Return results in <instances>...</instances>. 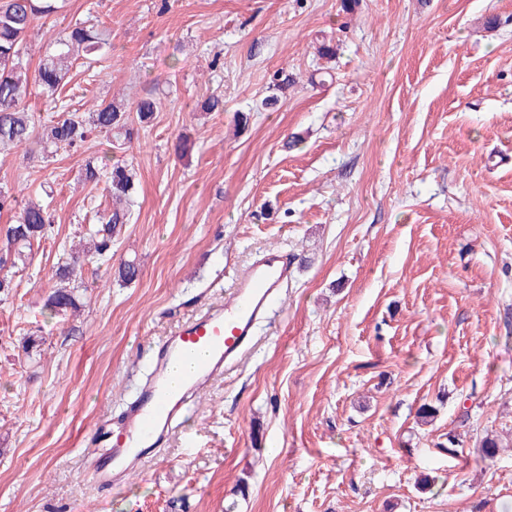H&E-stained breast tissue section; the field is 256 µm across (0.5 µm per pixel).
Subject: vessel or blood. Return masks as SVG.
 I'll return each instance as SVG.
<instances>
[{"label":"vessel or blood","mask_w":512,"mask_h":512,"mask_svg":"<svg viewBox=\"0 0 512 512\" xmlns=\"http://www.w3.org/2000/svg\"><path fill=\"white\" fill-rule=\"evenodd\" d=\"M292 273L288 252H262L235 280L223 304L190 318L158 345L155 373L121 425L95 432L110 447L106 460L95 466L99 484L111 485L131 460L163 444L189 397L205 391L255 348V328L281 297Z\"/></svg>","instance_id":"b4317fda"}]
</instances>
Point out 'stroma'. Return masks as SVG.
Instances as JSON below:
<instances>
[{
  "label": "stroma",
  "mask_w": 512,
  "mask_h": 512,
  "mask_svg": "<svg viewBox=\"0 0 512 512\" xmlns=\"http://www.w3.org/2000/svg\"><path fill=\"white\" fill-rule=\"evenodd\" d=\"M89 19L112 47L57 99L157 109L129 141L0 154V189L53 219L0 266V512H512V0H69L35 20L30 72ZM103 155L136 173L133 216L56 316L57 262L109 205L81 179ZM268 249L294 277L256 350L96 485L94 431L155 345Z\"/></svg>",
  "instance_id": "obj_1"
}]
</instances>
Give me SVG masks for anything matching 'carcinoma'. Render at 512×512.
I'll return each mask as SVG.
<instances>
[{
	"label": "carcinoma",
	"mask_w": 512,
	"mask_h": 512,
	"mask_svg": "<svg viewBox=\"0 0 512 512\" xmlns=\"http://www.w3.org/2000/svg\"><path fill=\"white\" fill-rule=\"evenodd\" d=\"M64 8V0H0V149L20 148L35 138L34 116L27 112L29 95V63L26 39L34 20L47 18ZM108 29L89 21L76 23L57 33L52 42L53 51L38 68L36 81L42 91L53 96L64 85L74 61L83 57L87 64L95 56L112 46ZM117 133L131 139L133 129L127 126L125 112L112 102L96 105L84 118L73 112L50 121L44 126L41 141L44 148L66 145L76 146L86 141L92 131ZM85 180L92 183L105 181L113 200V208L103 213L101 227L89 237L79 239L63 254L56 270V284L46 296L44 306L54 314L77 312V289L83 287L84 262L106 257L112 251V236L121 224L131 218L134 175L120 165L110 164L108 156L100 163L87 164ZM51 225L47 206L30 200L24 204L15 220L0 231L4 248L0 261L16 265L26 262L33 242L42 239Z\"/></svg>",
	"instance_id": "carcinoma-1"
}]
</instances>
